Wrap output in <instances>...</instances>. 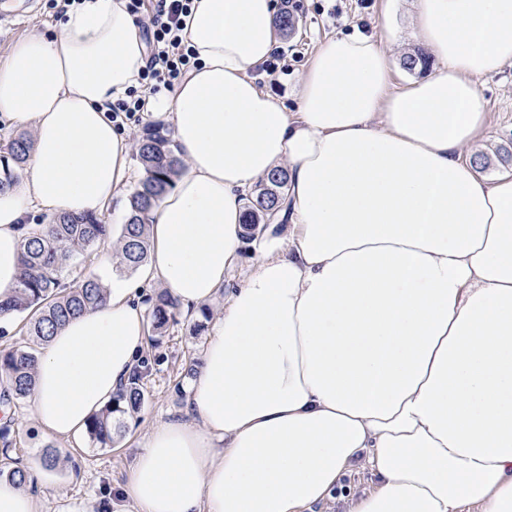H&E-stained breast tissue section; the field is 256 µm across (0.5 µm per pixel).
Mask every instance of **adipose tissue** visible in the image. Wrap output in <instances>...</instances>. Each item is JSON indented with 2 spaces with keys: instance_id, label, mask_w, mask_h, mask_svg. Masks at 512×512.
I'll return each mask as SVG.
<instances>
[{
  "instance_id": "1",
  "label": "adipose tissue",
  "mask_w": 512,
  "mask_h": 512,
  "mask_svg": "<svg viewBox=\"0 0 512 512\" xmlns=\"http://www.w3.org/2000/svg\"><path fill=\"white\" fill-rule=\"evenodd\" d=\"M275 0H196L198 67L146 110L186 166L157 207L146 276L201 310L238 263L245 198L288 170L284 236L266 226L210 323L186 417L154 426L129 469L132 512H307L364 463L347 512H512V173L469 159L478 85L512 62V0H416L436 61L401 86L392 33L339 34L292 103L254 78L280 40ZM149 58L126 0H82L0 63V119L33 132L0 190V300L32 208L101 214L131 173L109 117ZM41 347L33 416L77 440L147 342L129 282Z\"/></svg>"
}]
</instances>
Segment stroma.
Masks as SVG:
<instances>
[{
  "instance_id": "stroma-1",
  "label": "stroma",
  "mask_w": 512,
  "mask_h": 512,
  "mask_svg": "<svg viewBox=\"0 0 512 512\" xmlns=\"http://www.w3.org/2000/svg\"><path fill=\"white\" fill-rule=\"evenodd\" d=\"M414 0H276L278 11L291 12L295 26L283 34L279 48L287 55L288 68L271 76L259 75L257 82L273 94L291 99L292 91L319 45L339 33L377 34L391 25L397 39L390 49L394 60H401L418 43L411 35ZM0 62L12 45L34 28L50 29L56 22L48 13L45 0H0ZM487 122L480 139V152L492 163L485 176L511 171L512 161L495 159L496 149L512 152V65L479 83ZM195 318L181 313L170 325L160 343L148 344L141 355L147 365L144 379L146 400L138 412L121 416L120 429L109 448H97L88 438L63 441L46 434L34 421L29 401L9 405L11 427L8 454L25 463L39 460L44 449L59 450L62 460L44 470L32 491L42 512H62L71 506L77 512H127L123 487L128 470L145 436L158 423L186 417L187 387L191 370L199 361L205 336L192 332ZM374 481L368 469L355 467L347 472L326 500L314 505L313 512H344L351 498L370 492Z\"/></svg>"
}]
</instances>
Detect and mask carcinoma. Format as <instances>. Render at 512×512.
Here are the masks:
<instances>
[{
  "label": "carcinoma",
  "instance_id": "obj_1",
  "mask_svg": "<svg viewBox=\"0 0 512 512\" xmlns=\"http://www.w3.org/2000/svg\"><path fill=\"white\" fill-rule=\"evenodd\" d=\"M401 66L409 73L425 71L430 62L419 52L405 54ZM31 139L18 137L7 144V155L0 156V190L10 186L15 173L11 165L25 163ZM136 154L144 176L129 196V213L116 238L117 269L135 272L144 264L149 251V226L154 209L171 188L174 177L183 167L171 139L156 128L147 127L136 142ZM288 184V173L280 169L246 198L244 240L252 242L264 225L278 213ZM112 238V225L96 215H58L36 229L27 231L21 240V276L13 294L0 301V314L13 312L26 319V333L32 342H44L56 328L106 298L104 285L94 276H82L72 285L64 282V272L76 255L89 256L100 243ZM148 317L157 341L170 323L176 321L179 303L165 291L146 299ZM38 357L30 346L0 350V401L12 403L31 395ZM147 366L132 371L112 401L88 423L89 439L101 448L114 443L116 417L137 411L143 404V378ZM0 477L20 484L32 482L30 473L16 461L0 467Z\"/></svg>",
  "mask_w": 512,
  "mask_h": 512
}]
</instances>
